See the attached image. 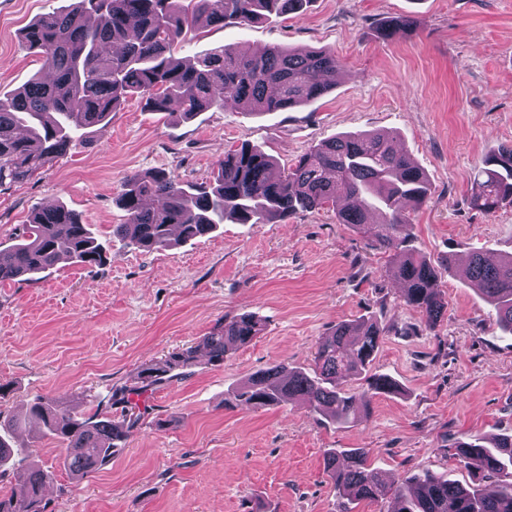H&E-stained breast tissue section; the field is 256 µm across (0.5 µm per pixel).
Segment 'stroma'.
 I'll use <instances>...</instances> for the list:
<instances>
[{
	"instance_id": "obj_1",
	"label": "stroma",
	"mask_w": 512,
	"mask_h": 512,
	"mask_svg": "<svg viewBox=\"0 0 512 512\" xmlns=\"http://www.w3.org/2000/svg\"><path fill=\"white\" fill-rule=\"evenodd\" d=\"M71 0H0V97L48 72L23 44L36 18ZM414 30L385 39L387 20ZM233 44L323 48L342 61L334 89L291 112L255 115L226 103L185 121L129 99L102 131L89 128L66 155L0 191V247L44 206L63 204L108 237L126 214L124 180L164 169L208 184L226 151L249 144L289 168L330 137L387 131L427 176L431 194L411 208V248L438 262L512 252V206L469 205L483 156L512 145V0H309L299 15L249 27L202 28L180 57ZM393 255L334 212H301L270 224L228 220L163 251L112 244L103 265L67 260L37 280L0 282V413L43 397L75 412L107 405L144 365L201 345L225 316L250 311L264 324L223 364L200 353L192 375L150 391L148 411L98 472L74 479L35 425L19 430L27 461L48 468L52 512H337L323 473L327 452L366 448L390 484L412 473L472 472L452 455L458 438L512 432V343L460 270L441 290L448 311L434 329L406 307ZM374 317L387 329L374 365L401 387L374 397L353 426L299 402L257 409L234 402L251 374L308 365L337 324Z\"/></svg>"
}]
</instances>
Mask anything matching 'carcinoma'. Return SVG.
I'll return each instance as SVG.
<instances>
[{
  "label": "carcinoma",
  "mask_w": 512,
  "mask_h": 512,
  "mask_svg": "<svg viewBox=\"0 0 512 512\" xmlns=\"http://www.w3.org/2000/svg\"><path fill=\"white\" fill-rule=\"evenodd\" d=\"M309 0H74L66 12L31 22L22 32L28 49L44 59L52 78H33L12 96L0 99V190L19 182L64 155L78 131L105 128L113 111L140 95L154 112H177L184 120L224 108L228 100L256 113L290 111L324 96L336 85L341 60L329 49L273 47L244 55L225 45L192 59L174 56V47L200 26L257 23L272 15L303 11ZM430 183L413 159L391 146L380 132L342 134L304 153L288 170L261 150L242 146L224 153L212 181L185 186L171 172L156 170L129 177L119 203L126 222L112 225V237L129 248H169L213 232L224 219L241 224L284 221L299 211L328 209L336 220L366 234L377 249L399 257L395 274L404 304L433 329L446 302L440 291L443 269L409 248L413 224L409 205L422 204ZM512 205V146L482 160L469 198L473 209L494 213ZM101 265L107 251L74 211L55 205L31 217L17 242L0 249V282L32 278L61 259ZM465 277L493 306L496 323L512 335V254L490 262L470 256ZM261 332L252 312L224 317L203 338L208 361L224 363L234 347ZM383 329L373 319L336 326L322 337L309 368L274 367L253 375L234 400L254 407L298 400L338 425L357 422L356 403L368 405L390 393L391 376L370 372ZM192 348L173 352L161 363L142 368L137 385L111 396V404L130 411L127 427L95 412L76 415L43 398L30 402L21 417L0 420V512H47L49 476L21 466L23 450L8 442L27 418L41 422V437L55 440L63 464L84 476L112 461L127 430L144 416L138 398L195 362ZM360 380L361 391L347 382ZM455 455L489 481L487 488L466 487L444 474L423 472L392 488L369 463V450L328 453L324 474L336 490L339 512L345 501L393 496L390 512H512V435L491 441L463 437Z\"/></svg>",
  "instance_id": "obj_1"
}]
</instances>
